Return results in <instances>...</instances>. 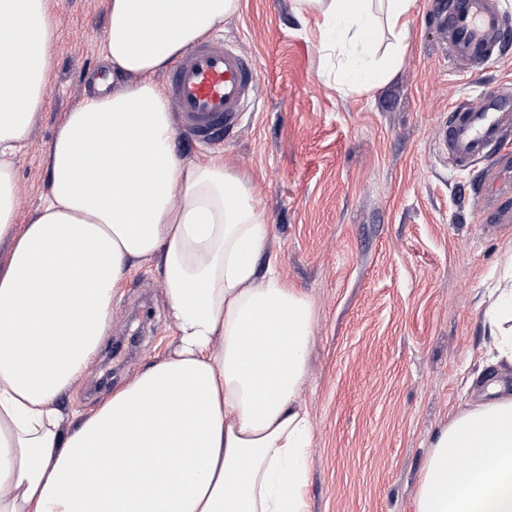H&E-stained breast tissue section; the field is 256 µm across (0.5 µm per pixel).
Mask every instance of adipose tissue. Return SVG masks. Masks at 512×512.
I'll use <instances>...</instances> for the list:
<instances>
[{"label": "adipose tissue", "mask_w": 512, "mask_h": 512, "mask_svg": "<svg viewBox=\"0 0 512 512\" xmlns=\"http://www.w3.org/2000/svg\"><path fill=\"white\" fill-rule=\"evenodd\" d=\"M336 85L391 74L415 0H305ZM237 0H111L100 45L113 80L68 112L48 193L15 222V159L47 94L49 0H0V512H309L312 425L301 391L313 303L259 272L268 228L223 162H186L153 75ZM394 41L374 50L375 10ZM161 269L164 356L72 421L78 384L131 261ZM488 354L512 366V287L489 289ZM415 512H512V390L493 379L430 442Z\"/></svg>", "instance_id": "obj_1"}]
</instances>
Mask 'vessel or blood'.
<instances>
[{
  "instance_id": "vessel-or-blood-1",
  "label": "vessel or blood",
  "mask_w": 512,
  "mask_h": 512,
  "mask_svg": "<svg viewBox=\"0 0 512 512\" xmlns=\"http://www.w3.org/2000/svg\"><path fill=\"white\" fill-rule=\"evenodd\" d=\"M434 13L448 37L449 59L471 72L496 56L502 30L497 0H437ZM256 60L221 37L191 47L171 67L165 95L185 138L203 147L223 145L238 132L245 112L256 109ZM512 140V88L479 92L440 124L436 145L455 169L488 156Z\"/></svg>"
}]
</instances>
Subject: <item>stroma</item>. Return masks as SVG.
<instances>
[{
    "label": "stroma",
    "mask_w": 512,
    "mask_h": 512,
    "mask_svg": "<svg viewBox=\"0 0 512 512\" xmlns=\"http://www.w3.org/2000/svg\"><path fill=\"white\" fill-rule=\"evenodd\" d=\"M429 4L417 0L391 78L343 92L318 18L298 19L299 0H238L219 32L256 59L258 110L221 149L174 139L180 159L224 160L251 187L269 226L260 267L274 265L314 304L301 395L313 427L309 512H414L433 434L489 374L482 300L512 250V223L484 228L472 202L481 165L448 168L436 133L477 83L512 85V39L471 75L449 61ZM109 14L110 0H53V67L15 166L16 223H28L48 192L47 151L65 113L107 72ZM172 335L155 263L134 261L99 350L62 406L91 414Z\"/></svg>",
    "instance_id": "stroma-1"
}]
</instances>
